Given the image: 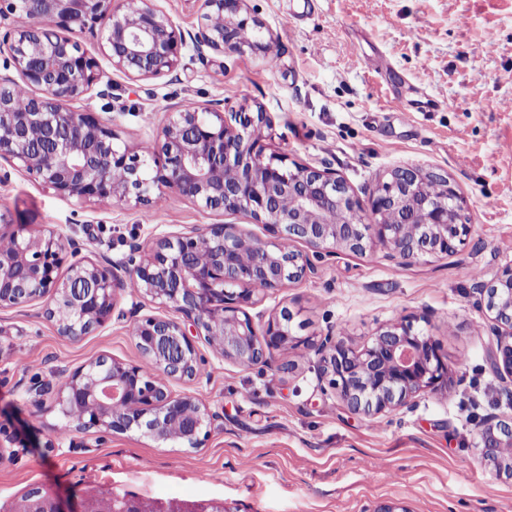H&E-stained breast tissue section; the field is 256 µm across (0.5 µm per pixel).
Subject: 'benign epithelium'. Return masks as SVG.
Returning a JSON list of instances; mask_svg holds the SVG:
<instances>
[{
	"mask_svg": "<svg viewBox=\"0 0 512 512\" xmlns=\"http://www.w3.org/2000/svg\"><path fill=\"white\" fill-rule=\"evenodd\" d=\"M196 2L200 23L185 32L154 0H0V48H6L18 74L0 76V161L80 203L151 206L155 191L166 187L203 209L247 214L270 235L263 241L236 224H208L134 243L120 261L106 255L91 260L73 245L65 252L54 233L26 235L0 214V309L49 297L45 314L59 335L83 336L112 317L121 286L177 314L134 322L132 336L144 364L100 356L64 377L57 399L70 421L81 431L136 429L156 441L191 447L202 443L211 416L203 404L174 395L170 383L196 376V340L242 367L266 366L293 337L283 328L285 313L264 327L255 323L248 308L257 293L315 273L316 262L338 250L363 253L375 241L388 257L412 264L457 251L469 231L463 198L447 176L397 167L365 206L336 172L266 153L271 120L260 109L224 113L174 105L160 139L141 159L112 122L64 106L102 79L97 58L64 35L75 28L96 34L100 55L132 80L171 73L189 44L202 57L272 53V43L262 41L261 25L242 16L245 0ZM248 29L254 38L241 40L240 32ZM18 89L34 91L23 111L14 106ZM428 177L439 182L440 198L425 195ZM330 211L344 220L327 223ZM387 211L395 223H383ZM298 242L312 253L297 250ZM67 254L71 261L62 278L58 269ZM476 306L496 322L490 367L512 378V265L499 275L494 297L479 298ZM317 354L321 376L357 413L409 408L422 394L448 392V365L437 344L410 320L381 327L360 351L342 336H327ZM478 447L485 462L512 473V453L506 452L512 447L511 423L483 424ZM93 503L95 512H234L224 501L140 502L110 493ZM12 512H82V507L37 487Z\"/></svg>",
	"mask_w": 512,
	"mask_h": 512,
	"instance_id": "1",
	"label": "benign epithelium"
}]
</instances>
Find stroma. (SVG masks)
Instances as JSON below:
<instances>
[{
    "label": "stroma",
    "mask_w": 512,
    "mask_h": 512,
    "mask_svg": "<svg viewBox=\"0 0 512 512\" xmlns=\"http://www.w3.org/2000/svg\"><path fill=\"white\" fill-rule=\"evenodd\" d=\"M272 38L275 59L199 57L132 81L101 68L107 95L66 101L111 120L129 145L150 147L170 106L267 112L269 151L330 167L360 202L396 167L447 172L465 201L470 232L457 252L404 265L379 247L341 251L315 275L262 293L259 324L287 311L295 346L271 365L244 368L198 342V373L172 383L217 419L201 447L70 426L54 394L65 374L104 355H141L134 321L158 305L119 291L110 321L86 336L58 334L47 300L0 310V427L17 438L0 463V512L39 487L62 499L117 496L198 502L234 512H512V476L477 445L480 424L512 418V381L489 365L492 322L478 287L512 264V0H246ZM0 213L31 232L54 231L90 258H124L132 243L195 224H236L265 240L243 214L205 211L164 189L151 207L79 203L25 173L0 182ZM409 319L432 336L448 366L447 395L377 417L350 410L318 372L312 348L344 334L363 348L377 330Z\"/></svg>",
    "instance_id": "stroma-1"
}]
</instances>
